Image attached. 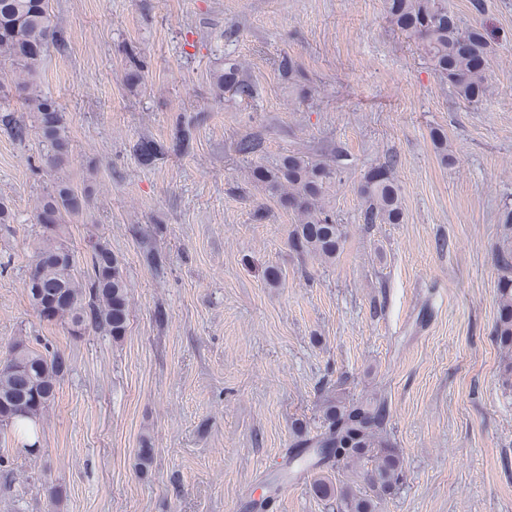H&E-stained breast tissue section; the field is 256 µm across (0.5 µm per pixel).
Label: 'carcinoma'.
Segmentation results:
<instances>
[{
  "mask_svg": "<svg viewBox=\"0 0 512 512\" xmlns=\"http://www.w3.org/2000/svg\"><path fill=\"white\" fill-rule=\"evenodd\" d=\"M391 22L417 40L438 77L453 88L463 102L478 106L487 96V70L491 42L480 27L463 29L448 14L445 0H387ZM67 49L64 31L50 13L49 0H0V55L11 60V85L23 93L25 111L33 115L30 125L24 116L6 109L0 124L14 141L24 144L40 132L47 143L45 162L62 166L69 152V135L59 105L29 81L42 63L49 47ZM146 63L137 51H126L129 78H142ZM218 97L231 91L251 97L254 86L237 64L229 61L214 75ZM191 128L178 125L164 144L142 140L137 152L146 163L168 153L191 151ZM235 151L245 157L261 152V142L244 137ZM396 160L388 157L373 168L358 187L363 200L360 220L364 224H400L403 208L400 188L393 176ZM342 154L332 164L308 159L301 153L283 157L272 167H258L254 178L269 196L292 211L297 224L289 235L294 251L333 262L345 239L329 200V190L341 183ZM86 198L70 183L58 180L41 199L36 222L46 233L36 251L26 280L29 301L40 318L63 325L70 336L80 338L91 332L122 339L128 330L130 295L122 262L108 241L98 238L91 245L90 261L78 269L73 250L60 234L66 215H77ZM504 237L493 259L498 271L497 318L493 341L503 353L502 378L512 385V208L500 213ZM67 372L58 351L42 352L24 340L9 346L0 360V433L19 431L30 422V433L39 432L41 417L55 401L57 386ZM321 426L315 434L298 430L292 450L281 472L267 482L274 497L288 482L311 477V489L321 500L336 506V512H375L377 501L393 494L404 476L400 449L391 441L385 400L376 396L349 398L334 389L323 392ZM343 473L347 481L335 487L331 476Z\"/></svg>",
  "mask_w": 512,
  "mask_h": 512,
  "instance_id": "1",
  "label": "carcinoma"
}]
</instances>
